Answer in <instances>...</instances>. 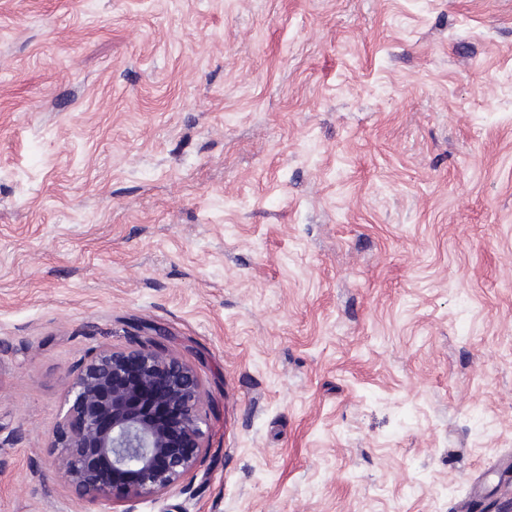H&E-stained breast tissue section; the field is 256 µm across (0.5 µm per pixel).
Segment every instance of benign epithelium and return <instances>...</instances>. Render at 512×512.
<instances>
[{
    "label": "benign epithelium",
    "mask_w": 512,
    "mask_h": 512,
    "mask_svg": "<svg viewBox=\"0 0 512 512\" xmlns=\"http://www.w3.org/2000/svg\"><path fill=\"white\" fill-rule=\"evenodd\" d=\"M163 335L147 327L136 346L93 350L71 371L51 467L100 512L166 494L194 472L204 448L206 392Z\"/></svg>",
    "instance_id": "benign-epithelium-1"
}]
</instances>
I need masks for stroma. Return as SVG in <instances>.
I'll list each match as a JSON object with an SVG mask.
<instances>
[{"mask_svg":"<svg viewBox=\"0 0 512 512\" xmlns=\"http://www.w3.org/2000/svg\"><path fill=\"white\" fill-rule=\"evenodd\" d=\"M151 324L213 399L113 512L512 502V0H0V512Z\"/></svg>","mask_w":512,"mask_h":512,"instance_id":"1","label":"stroma"}]
</instances>
